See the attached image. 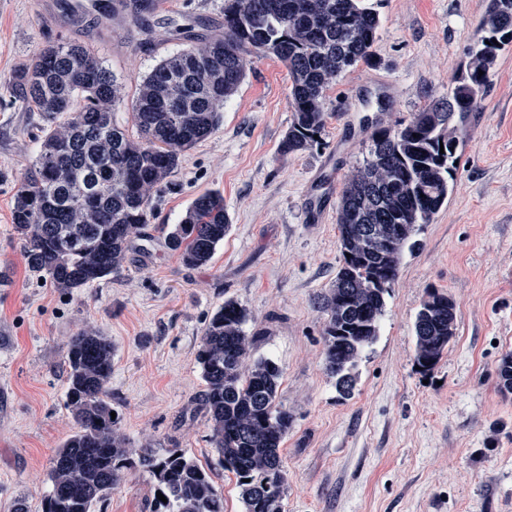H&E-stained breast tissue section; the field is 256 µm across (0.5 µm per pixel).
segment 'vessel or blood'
Listing matches in <instances>:
<instances>
[{
  "instance_id": "b4317fda",
  "label": "vessel or blood",
  "mask_w": 512,
  "mask_h": 512,
  "mask_svg": "<svg viewBox=\"0 0 512 512\" xmlns=\"http://www.w3.org/2000/svg\"><path fill=\"white\" fill-rule=\"evenodd\" d=\"M46 10L54 31L62 36L90 26L110 30L114 17L129 12L124 0H48Z\"/></svg>"
}]
</instances>
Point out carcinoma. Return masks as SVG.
<instances>
[{
	"mask_svg": "<svg viewBox=\"0 0 512 512\" xmlns=\"http://www.w3.org/2000/svg\"><path fill=\"white\" fill-rule=\"evenodd\" d=\"M512 0H487L469 61L447 103H434L403 125L380 127L368 155L344 182L337 209L343 262L318 307L327 314L324 361L336 389L351 394L350 370L378 336L384 294L399 275L404 248L419 224L448 201L460 127L479 109L498 51L512 41ZM379 14L362 0H227L224 36L164 58L138 84L132 128L115 121L120 89L105 61L79 43H49L14 74V96L51 121L41 149L22 174L13 224L28 269L66 292L118 271L148 223L153 194L185 152L223 122L224 101L245 76V56L273 55L291 78V126L284 156L309 149L322 134L326 92L346 70L373 59ZM483 75H478V72ZM372 224L377 239L362 236ZM230 224L224 197L199 195L165 245L188 267L208 265ZM248 313L224 302L200 338L197 361L205 389L198 401L211 422V443L241 489L245 512H283L286 472L280 448L288 411L276 403L281 377L268 358H251ZM455 301L427 290L414 325V362L432 371L456 334ZM66 405L73 433L48 472L42 512H92L129 471L148 474L151 512H224L209 472L183 451L130 447L108 400L112 341L86 327L67 343ZM500 390L512 391V354L497 367Z\"/></svg>",
	"mask_w": 512,
	"mask_h": 512,
	"instance_id": "1",
	"label": "carcinoma"
}]
</instances>
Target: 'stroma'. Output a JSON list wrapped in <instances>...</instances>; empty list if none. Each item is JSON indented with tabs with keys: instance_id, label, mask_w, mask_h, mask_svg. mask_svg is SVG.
I'll return each mask as SVG.
<instances>
[{
	"instance_id": "stroma-1",
	"label": "stroma",
	"mask_w": 512,
	"mask_h": 512,
	"mask_svg": "<svg viewBox=\"0 0 512 512\" xmlns=\"http://www.w3.org/2000/svg\"><path fill=\"white\" fill-rule=\"evenodd\" d=\"M43 2L0 0V268L11 275L0 286V512L20 494L41 512L51 461L74 430L67 342L88 326L112 341L109 396L132 447L186 451L210 471L224 512H244L196 404L199 340L229 299L246 309V332L259 335L253 358L282 372L277 402L291 417L280 450L284 512H512V393L496 374L512 352V43L469 117L447 205L404 250L346 398L325 370L326 316L316 306L342 263L337 214L307 221L308 181L326 157L334 169L313 191L335 201L376 125L407 123L447 97L486 0H364L381 17L373 62L337 79L320 143L287 157L279 144L293 115L288 70L276 57L250 56L222 126L154 194L131 260L71 294L27 270L12 224L47 121L14 100L11 78L55 38ZM189 24L205 39L223 35L224 0H177L146 40L128 18L113 22L108 43L78 33L123 88L117 122L130 124L138 82L183 47ZM207 191L223 195L230 229L212 263L192 268L166 248L161 227ZM431 286L456 301L457 330L424 374L413 361L414 322ZM154 490L150 476L129 474L95 512H149Z\"/></svg>"
}]
</instances>
